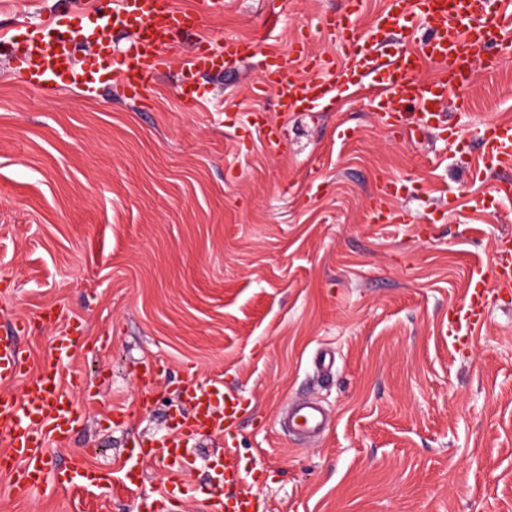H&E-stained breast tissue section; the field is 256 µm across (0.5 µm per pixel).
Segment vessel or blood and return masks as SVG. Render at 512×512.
Listing matches in <instances>:
<instances>
[{"label": "vessel or blood", "mask_w": 512, "mask_h": 512, "mask_svg": "<svg viewBox=\"0 0 512 512\" xmlns=\"http://www.w3.org/2000/svg\"><path fill=\"white\" fill-rule=\"evenodd\" d=\"M224 11V0H199L197 9L184 11L172 0H109L103 23L87 29L82 40L52 27L33 36L28 54L17 59L16 69L25 84L48 97L65 87L95 92L101 85L97 70L81 63L83 44L111 58L113 84L138 104L148 101L149 87L167 69L168 39L174 29L199 24L204 17ZM363 0H348L343 11L324 15L323 29L339 38V55L314 50L309 37L298 39L292 59L265 53L263 76L256 95L271 93L281 119L297 112H317L348 98L352 88L371 78L373 101L385 127L404 129L419 138L441 128L446 110L457 93L469 86L477 70L494 69L503 46L512 44V0H384L370 25H363ZM131 34L128 47L116 51L111 35ZM253 41L225 39L214 45L201 43L179 59L181 71L191 76L219 73L227 66L253 59ZM432 77H423L424 69ZM477 138L480 155L469 160L475 181H488L487 191L462 189L449 198V210L464 206L473 213L512 199V179L491 178L497 168L512 165V121L486 123ZM512 289V251L496 253L491 277L471 278L463 302L454 310L443 335L458 345L462 332L480 328L494 300V288ZM75 327L56 336L51 354L38 368L8 337L0 338V473L10 476L16 494L29 495L47 485L67 488L75 484L94 487L105 480L103 472L74 458L67 470L49 473L45 462L48 443L64 445L75 423L69 394L76 376H63L61 363L78 349ZM21 392H13L17 380ZM188 409L169 436L143 442L141 458L161 462L172 489H180L188 465L190 440L212 434L233 439L242 420L238 398L219 381L189 383ZM328 416L313 400L300 399L288 406L286 426L302 437L322 433ZM222 483L229 495L217 496L216 512H260V504L245 491L235 451L225 448Z\"/></svg>", "instance_id": "1"}]
</instances>
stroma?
<instances>
[{"instance_id":"35a3bbf8","label":"stroma","mask_w":512,"mask_h":512,"mask_svg":"<svg viewBox=\"0 0 512 512\" xmlns=\"http://www.w3.org/2000/svg\"><path fill=\"white\" fill-rule=\"evenodd\" d=\"M343 5L227 0L177 32L174 50L237 37L285 55L307 31L333 53L319 20ZM89 10L0 0V336L35 365L79 325L62 363L79 378L77 420L66 446H47L48 468L81 455L112 479L22 497L0 475V512H149L168 490L161 467L142 462L134 493L121 469L173 427L191 375L223 380L247 405L236 461L263 512H512V295L465 347L446 344L441 325L471 276L490 275L496 245L512 246V201L434 220L471 180L462 157L480 151L475 126L512 118V54L477 73L468 110L450 109L459 142L384 128L363 86L344 106L288 119L277 149L249 123L253 108L274 110L247 95L257 58L195 79L192 109L172 72L144 105L110 86L46 98L23 84L11 59L35 26L76 27ZM342 122L352 139H339ZM388 181L402 183L388 206L409 223H370ZM148 368L155 393L142 408ZM301 397L332 416L306 442L279 424ZM223 451L220 437L192 447L172 512H214Z\"/></svg>"}]
</instances>
